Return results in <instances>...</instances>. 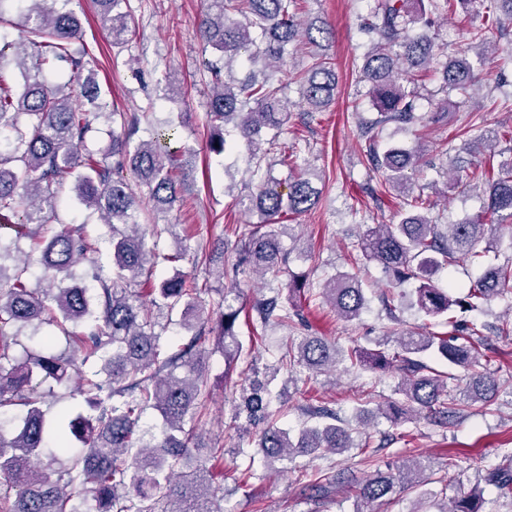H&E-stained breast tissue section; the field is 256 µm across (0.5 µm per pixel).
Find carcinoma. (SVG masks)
<instances>
[{
	"instance_id": "1",
	"label": "carcinoma",
	"mask_w": 512,
	"mask_h": 512,
	"mask_svg": "<svg viewBox=\"0 0 512 512\" xmlns=\"http://www.w3.org/2000/svg\"><path fill=\"white\" fill-rule=\"evenodd\" d=\"M58 0H0V13L7 3L18 6L23 23L17 40L0 44V71L15 63L21 74L18 90L0 79V230L15 232V240L35 238L48 227L57 197L67 177L77 167L84 174L75 186L86 209L100 213L112 227L108 246L112 251V273L98 278L99 288L89 293L77 273L88 253L98 251L85 224H69L42 236L37 258L43 273V288L29 285V263L20 259L11 266V248L0 234V409L17 403L26 408L16 433L6 436L0 428V512H85L87 499L97 503L95 512H222L224 489L212 485L209 468L194 467L175 472L184 457L195 451L212 458L224 457V449L193 441V428L209 398L206 361L210 353L224 354V388L238 403L233 428L255 439L265 450V464L296 456L316 458L328 452L359 447L366 454L371 441L357 445L352 433L339 425L336 412L309 407L306 414L318 419L292 435L277 425L280 409L272 408L271 384L285 374L284 384H295L305 373L328 372L336 367L341 349L319 337L303 336L287 343L276 361L259 371L254 365V346L262 342L267 328L278 325L295 329L301 325L298 305L286 306L279 298L257 297L246 308L241 288L201 289L181 271L148 289L150 305L141 301L140 286L152 282L161 263L183 261L206 266L228 252L235 257L232 269L248 267L264 279L275 281L288 270V255L282 237L293 225L279 223L286 213L301 214L319 203L314 181L319 172L309 166L289 175L288 192L262 172L260 134L272 132L266 143L276 148L291 112L304 104L319 112L336 99V71L323 41L329 35L325 20H302L298 0H209L198 22L201 40L213 49L215 59L203 58L202 70L214 76L207 116L215 124L212 150L223 152L227 140L221 128L232 126L255 160L252 177L256 192L249 208L258 223L237 231L234 242L220 240L211 251L180 247L172 254L157 251V240L168 225L142 224L140 200L132 185L147 189L154 216L167 214L180 199L181 176L159 140L131 146L139 119L120 115V130H112L107 149L94 154L84 143L101 105L86 111L74 104L70 84L81 82L90 101L98 99L96 76L90 53L71 45L83 40V27L71 11L57 6ZM125 0H96L103 27L119 45L132 32V18L122 8ZM463 8L485 15L492 25L505 17L512 21V0H457ZM448 12V0H374L361 32L367 46L358 66L359 79L369 83V97L377 116L361 122L369 162L389 188L404 196L403 204L388 224L369 225L359 235L357 248L363 260L379 264L392 284L417 282L415 307L436 324L448 327L442 333L402 331L397 333L399 351L356 347L347 351L351 366L375 372L390 368L400 374L397 393L403 401L377 406V414L393 424L412 415H428L448 424L465 411L464 405H489L500 383L493 373L477 370L480 355L474 337L481 331L474 321L459 319L458 313L478 310L481 305L512 288V259L484 266L493 247L495 227L512 224V157L497 167L461 170L453 184L465 183L482 191L480 212L459 224H441L433 214L436 202L414 193L408 171L423 161L420 146L380 147L379 134L389 123L421 124L435 121L425 107L444 109L448 100L433 104L418 91L419 85L440 75L441 91L467 97L483 86L486 61L503 48L482 31L472 33L476 60L464 56L434 67L444 48L431 33L434 17ZM259 30L260 39L253 37ZM305 48L311 64L293 76L298 100L283 93L276 72L285 64L288 46ZM26 58H14L18 51ZM31 121L23 124L18 115ZM483 268L466 295L456 297L433 282L446 265ZM216 292L219 319L211 326L202 318V293ZM321 296L337 316L356 320L366 307L361 281L354 273L333 276L321 288ZM165 314L191 331L186 341L163 343L167 326L154 313ZM245 318L249 346L238 333ZM55 325L64 337L77 344L82 363L94 358L96 371H82L75 355L52 351L53 338L40 336L39 349L23 359L10 355L19 336H39L40 327ZM436 354L450 369L463 375L448 386L450 374L428 366L421 356ZM80 374V395L85 409L62 413L49 423L42 409L44 394L38 386L52 381L70 382ZM112 384L102 397L100 373ZM153 410L160 426L142 422ZM53 448L66 452L70 438L83 443L85 451L62 471L43 462L40 450L49 438ZM427 465L411 457L387 475L376 472L356 490L355 512H375L374 503L394 494L425 485ZM497 496L512 499V469L502 465L487 474ZM497 500L471 490L452 499L451 507L437 512H497Z\"/></svg>"
}]
</instances>
